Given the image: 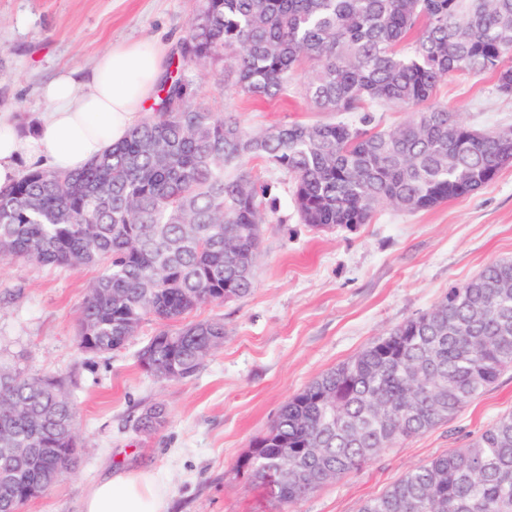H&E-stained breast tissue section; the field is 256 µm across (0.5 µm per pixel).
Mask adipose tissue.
Listing matches in <instances>:
<instances>
[{
    "instance_id": "adipose-tissue-1",
    "label": "adipose tissue",
    "mask_w": 512,
    "mask_h": 512,
    "mask_svg": "<svg viewBox=\"0 0 512 512\" xmlns=\"http://www.w3.org/2000/svg\"><path fill=\"white\" fill-rule=\"evenodd\" d=\"M167 47L156 39L110 45L87 72L65 70L42 90L45 110L32 131L0 113V189L20 177V160L73 172L101 158L141 122L164 75ZM169 489L153 472L128 470L100 480L84 512H168Z\"/></svg>"
}]
</instances>
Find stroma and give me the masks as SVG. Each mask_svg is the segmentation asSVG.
<instances>
[{"instance_id":"35a3bbf8","label":"stroma","mask_w":512,"mask_h":512,"mask_svg":"<svg viewBox=\"0 0 512 512\" xmlns=\"http://www.w3.org/2000/svg\"><path fill=\"white\" fill-rule=\"evenodd\" d=\"M204 0H0V113L29 131L42 88L64 68L91 69L110 44L158 35L180 62ZM193 102L237 115L253 131L329 121L305 96L299 69L287 97L256 102L224 79V65L181 64ZM437 99L480 132L512 128V96L494 79L451 77ZM277 210L264 225L252 292L200 306L193 321L220 319L224 344L190 378L161 383L138 353L162 328L145 320L125 347L104 356L79 350L77 322L99 271L23 260L0 263V363L63 380L76 407L77 464L20 512H83L107 474L153 471L170 489L171 512H359L410 469L475 440L512 414V370L455 417L386 449L288 506L251 481L240 463L281 407L313 379L390 329L429 311L449 286L512 260V165L474 195L408 212L383 205L370 223L316 230L303 224L288 176L264 162ZM165 409L153 433L137 430L151 406Z\"/></svg>"}]
</instances>
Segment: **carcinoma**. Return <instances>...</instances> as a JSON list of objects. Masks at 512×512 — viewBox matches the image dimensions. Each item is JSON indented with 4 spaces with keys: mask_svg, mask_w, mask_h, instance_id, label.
I'll use <instances>...</instances> for the list:
<instances>
[{
    "mask_svg": "<svg viewBox=\"0 0 512 512\" xmlns=\"http://www.w3.org/2000/svg\"><path fill=\"white\" fill-rule=\"evenodd\" d=\"M182 58L224 61L248 98L288 93L306 62L320 112L411 110L394 129L345 121L262 132L197 107L179 71L155 115L74 173L34 168L0 190V260L100 275L80 308V350L122 349L153 318L177 322L254 287L262 225L276 199L248 167L286 173L302 223L370 222L380 205L419 211L469 196L512 164V129L480 133L435 91L453 76L495 78L512 95V0H206ZM224 344V322L161 330L139 352L159 381L192 376ZM512 368V261L455 285L429 312L392 329L309 383L242 461L280 504H298L386 448L455 416ZM139 427L163 424L160 406ZM77 462L76 409L54 379L0 365V512ZM360 512H512V414L474 442L416 466Z\"/></svg>",
    "mask_w": 512,
    "mask_h": 512,
    "instance_id": "carcinoma-1",
    "label": "carcinoma"
}]
</instances>
